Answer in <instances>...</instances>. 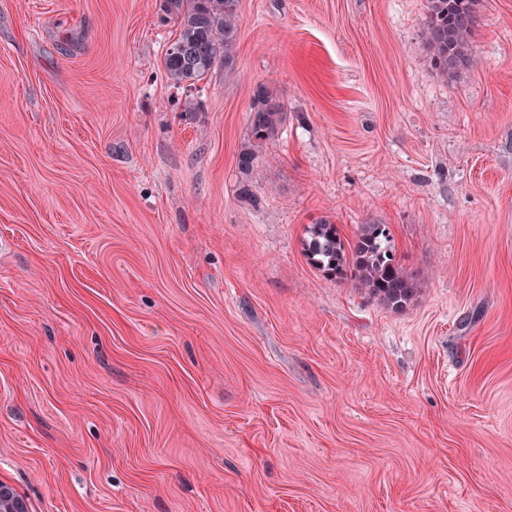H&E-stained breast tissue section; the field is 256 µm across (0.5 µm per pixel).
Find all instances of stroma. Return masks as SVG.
<instances>
[{
    "instance_id": "obj_1",
    "label": "stroma",
    "mask_w": 512,
    "mask_h": 512,
    "mask_svg": "<svg viewBox=\"0 0 512 512\" xmlns=\"http://www.w3.org/2000/svg\"><path fill=\"white\" fill-rule=\"evenodd\" d=\"M427 0H0V483L28 512H512V0L443 78ZM286 118L239 195L254 89ZM196 103L184 111L185 101ZM389 225L421 292L310 265ZM177 37L166 49L163 64L176 86H191L213 70L234 68L239 0H163Z\"/></svg>"
}]
</instances>
